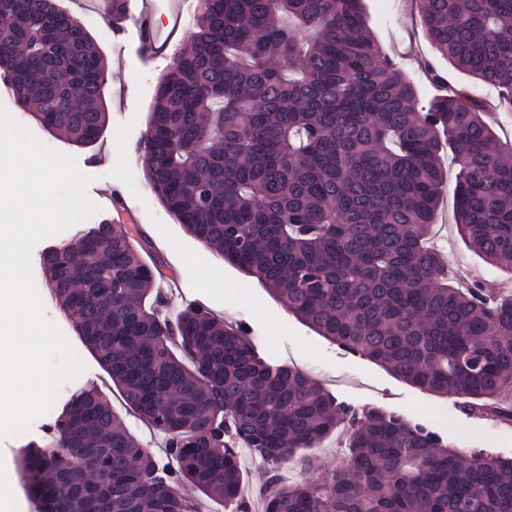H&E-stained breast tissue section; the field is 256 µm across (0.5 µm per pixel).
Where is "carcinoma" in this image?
<instances>
[{
    "label": "carcinoma",
    "instance_id": "obj_1",
    "mask_svg": "<svg viewBox=\"0 0 512 512\" xmlns=\"http://www.w3.org/2000/svg\"><path fill=\"white\" fill-rule=\"evenodd\" d=\"M363 0H200L160 78L145 180L202 246L311 329L473 415L512 419V294L448 282L424 244L456 166L455 226L512 270V144L485 102L428 108L367 28ZM434 50L512 112V0H413ZM127 0H107L117 22ZM0 84L44 131L101 137L108 62L56 0H0ZM44 287L126 404L166 436L163 463L95 386L20 451L36 512H199L185 485L250 512L242 450L267 465L264 512H512V460L461 454L421 422L339 404L200 305L161 312L134 235L104 221L50 247ZM345 428L343 462L315 448Z\"/></svg>",
    "mask_w": 512,
    "mask_h": 512
}]
</instances>
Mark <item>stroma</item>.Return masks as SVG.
Returning a JSON list of instances; mask_svg holds the SVG:
<instances>
[{"instance_id":"stroma-1","label":"stroma","mask_w":512,"mask_h":512,"mask_svg":"<svg viewBox=\"0 0 512 512\" xmlns=\"http://www.w3.org/2000/svg\"><path fill=\"white\" fill-rule=\"evenodd\" d=\"M93 35L108 61L105 100L109 122L94 145L76 147L61 138H50L34 118L20 111L12 97L0 89V106L26 127L39 141L51 142L54 149L72 157L78 169L92 175L88 193L98 210L90 218L99 223L109 218V197L120 188L141 224L153 238L154 247H143L141 255L150 266L165 262L177 270L173 280L158 279L166 306L177 310L199 303L230 323H245L259 349L279 363L294 366L312 376L338 402L364 410L381 408L426 423L464 454L483 452L512 459V423L467 414L459 399L435 395L414 387L382 365L351 354L311 330L281 306L253 276L235 266L218 261L173 219L145 183L139 160V146L153 106L156 84L174 54L188 46L194 36L193 15L197 0H130V10L163 11L159 27L167 38L159 54L146 55L140 48L131 19L113 29L103 17L101 0H58ZM365 20L383 51L413 78L421 104L428 102L445 85L475 89L484 99L493 90L437 58L424 31L419 14L410 0H364ZM428 235L443 251L448 271L464 282H476L496 290L512 281V272L486 269L457 235L451 189H444L435 223ZM45 314L55 322L86 369L76 379L64 383L60 399H67L82 387L101 389L127 426L156 454H163L164 439L128 409L110 377L83 346L49 294L41 296ZM49 411L38 418L29 434L0 441V512H33L18 471L17 459L29 439L41 438L56 418Z\"/></svg>"}]
</instances>
